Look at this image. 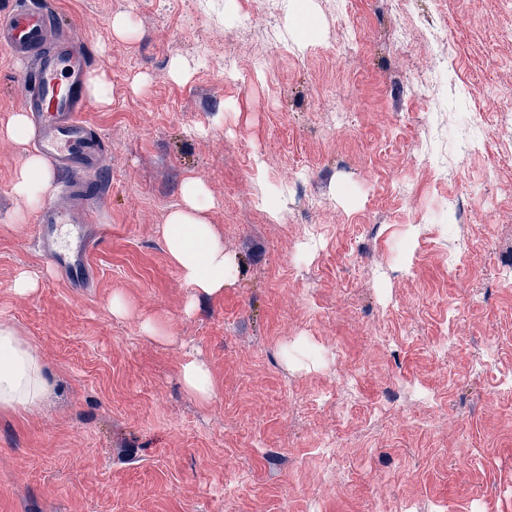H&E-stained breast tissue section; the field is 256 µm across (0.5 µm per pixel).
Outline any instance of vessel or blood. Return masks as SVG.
Masks as SVG:
<instances>
[{
  "label": "vessel or blood",
  "mask_w": 512,
  "mask_h": 512,
  "mask_svg": "<svg viewBox=\"0 0 512 512\" xmlns=\"http://www.w3.org/2000/svg\"><path fill=\"white\" fill-rule=\"evenodd\" d=\"M0 49L26 62L23 109L33 145L65 177L67 203L49 205L37 216V244L68 279L86 287L96 274L90 255L103 238V190L95 174L107 151L103 135L82 118L87 53L78 37L60 31L53 10L23 0L0 14Z\"/></svg>",
  "instance_id": "b4317fda"
}]
</instances>
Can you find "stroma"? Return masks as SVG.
Masks as SVG:
<instances>
[{
	"instance_id": "1",
	"label": "stroma",
	"mask_w": 512,
	"mask_h": 512,
	"mask_svg": "<svg viewBox=\"0 0 512 512\" xmlns=\"http://www.w3.org/2000/svg\"><path fill=\"white\" fill-rule=\"evenodd\" d=\"M51 2L111 86L106 231L74 288L17 222L0 50V318L51 384L0 411V512H512V0ZM188 178L238 265L213 297L162 234ZM182 379L186 390L200 401L206 402L215 394V383L203 364L186 363L182 368Z\"/></svg>"
}]
</instances>
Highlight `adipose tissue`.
Returning a JSON list of instances; mask_svg holds the SVG:
<instances>
[{
  "instance_id": "ef3b65f1",
  "label": "adipose tissue",
  "mask_w": 512,
  "mask_h": 512,
  "mask_svg": "<svg viewBox=\"0 0 512 512\" xmlns=\"http://www.w3.org/2000/svg\"><path fill=\"white\" fill-rule=\"evenodd\" d=\"M53 173L41 156L29 155L20 168L13 191L27 210L41 206L51 186ZM182 203L168 215L163 226L167 251L185 281L198 294L223 292L235 271L233 260L209 223L210 201L204 187L186 179ZM49 390L42 363L17 328L0 322V409L27 410L40 404Z\"/></svg>"
}]
</instances>
